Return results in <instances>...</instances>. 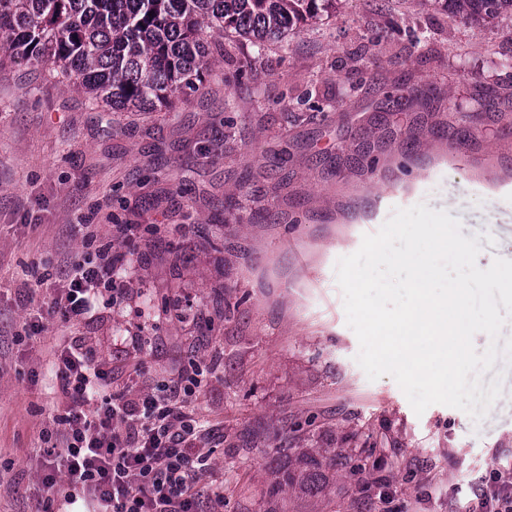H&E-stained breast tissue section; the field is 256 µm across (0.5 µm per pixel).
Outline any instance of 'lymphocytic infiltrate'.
Here are the masks:
<instances>
[{"label": "lymphocytic infiltrate", "instance_id": "f902f5d3", "mask_svg": "<svg viewBox=\"0 0 512 512\" xmlns=\"http://www.w3.org/2000/svg\"><path fill=\"white\" fill-rule=\"evenodd\" d=\"M112 305L128 296L123 274L105 253L75 260L48 303L49 316L76 325L93 315L101 292ZM63 395L43 430L42 482L67 503L83 499L96 512H224V495L202 498L196 479L213 434L188 406L203 368L189 363L176 379L129 399L106 392L109 373L80 338L54 352Z\"/></svg>", "mask_w": 512, "mask_h": 512}]
</instances>
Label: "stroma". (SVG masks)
<instances>
[{"label":"stroma","instance_id":"obj_1","mask_svg":"<svg viewBox=\"0 0 512 512\" xmlns=\"http://www.w3.org/2000/svg\"><path fill=\"white\" fill-rule=\"evenodd\" d=\"M511 44L508 13L340 0L261 48L210 36L196 91L158 112L92 108L74 82L0 59V512L44 506L49 348L71 336L116 394L213 367L190 406L215 427L199 490L223 492L224 512H472L476 488L512 473V368L485 373L502 395L481 421L416 414L357 363L335 267L419 203L494 237L480 268L512 260ZM116 224L139 225L136 249ZM102 249L132 302L71 328L48 317L72 258ZM312 460L322 491L270 496L283 464Z\"/></svg>","mask_w":512,"mask_h":512}]
</instances>
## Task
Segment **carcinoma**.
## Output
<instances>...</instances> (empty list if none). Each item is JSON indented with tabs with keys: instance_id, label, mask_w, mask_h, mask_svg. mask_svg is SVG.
<instances>
[{
	"instance_id": "1",
	"label": "carcinoma",
	"mask_w": 512,
	"mask_h": 512,
	"mask_svg": "<svg viewBox=\"0 0 512 512\" xmlns=\"http://www.w3.org/2000/svg\"><path fill=\"white\" fill-rule=\"evenodd\" d=\"M338 0H0V52L75 79L95 106L151 112L196 88L209 64L205 28L233 31L260 47L336 11ZM465 22L512 13V0H433ZM332 465V462L325 463ZM318 461L285 487L322 489Z\"/></svg>"
}]
</instances>
